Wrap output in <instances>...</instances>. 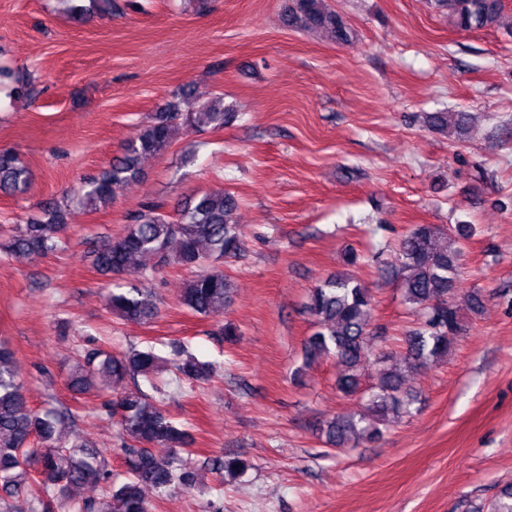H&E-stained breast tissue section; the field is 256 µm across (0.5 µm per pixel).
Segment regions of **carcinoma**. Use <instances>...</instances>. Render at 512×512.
I'll return each instance as SVG.
<instances>
[{"label":"carcinoma","instance_id":"cac0c4a2","mask_svg":"<svg viewBox=\"0 0 512 512\" xmlns=\"http://www.w3.org/2000/svg\"><path fill=\"white\" fill-rule=\"evenodd\" d=\"M448 22L462 31L500 26L503 0H435ZM286 26L347 42L352 31L345 18L325 7L324 0H287L282 14ZM235 114L224 108L223 98H205L179 90L142 122L137 137L89 184L80 204L97 209L112 201L129 185L143 178L140 165L146 156L160 155L175 142L180 130L219 131ZM472 116L463 111L430 112L426 126L435 132L452 127L460 136L469 133ZM30 171L10 148L0 149V192H24ZM237 200L228 191H211L190 198L169 213L150 205L130 217L124 232L103 240L93 250L98 272L119 279L138 258H151L154 266L177 264L191 272L178 303L195 316L218 317L233 300L234 286L224 274L227 259L242 251L239 225L234 219ZM66 209L45 205L41 214L18 225L3 251L34 260L64 245ZM474 233L470 224L443 229L415 224L399 244L398 265L392 275L400 282L403 301L423 316L422 324L404 340L403 350L392 354L374 348L370 331L373 310L371 289L352 275L336 274L309 290L306 311L313 331L303 342V365L331 358L336 365V389L346 395L361 392L371 381L362 412L338 414L320 427L326 442L336 448L350 442L372 443L383 429L409 412L412 404L403 389L405 378L427 360L448 353L449 338L462 331L458 306L451 300L461 250ZM109 310L127 322L147 324L159 314L150 293L136 286L109 290ZM171 358L153 350L130 349L114 353L106 347L85 352L71 369L69 384L79 393L95 392L106 398L122 447L127 479L110 483L105 459L90 438L72 436L76 416L68 407L37 411L24 394L22 368L14 352L0 341V504L23 497L37 503L39 512H57L69 503L68 492L99 482L109 483L102 498L83 503L74 512H152L145 490L163 494L175 487L189 488L196 473L183 455L191 454L188 430L175 423L163 401L139 389L122 388L126 378H154L170 365L181 382L211 379L215 365L201 361L179 342L170 345ZM168 449L162 456L154 448ZM214 469L227 476L244 474L250 462L241 456L217 457Z\"/></svg>","mask_w":512,"mask_h":512}]
</instances>
